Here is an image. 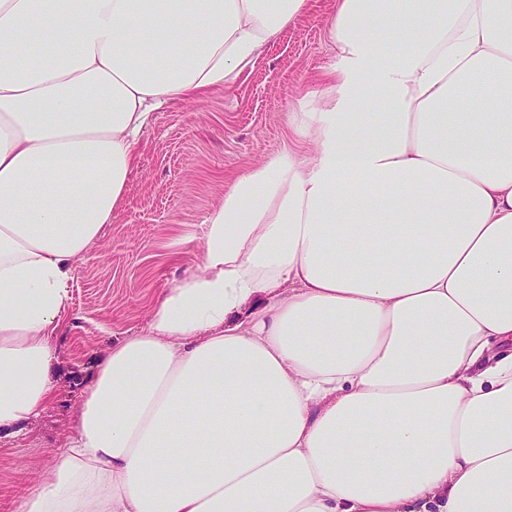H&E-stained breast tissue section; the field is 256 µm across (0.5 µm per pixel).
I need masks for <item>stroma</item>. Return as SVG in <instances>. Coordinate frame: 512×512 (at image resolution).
Here are the masks:
<instances>
[{
    "label": "stroma",
    "mask_w": 512,
    "mask_h": 512,
    "mask_svg": "<svg viewBox=\"0 0 512 512\" xmlns=\"http://www.w3.org/2000/svg\"><path fill=\"white\" fill-rule=\"evenodd\" d=\"M336 0H310L306 15L265 46L223 88L154 111L140 136L121 209L76 264L69 316L57 338L55 397L19 437L0 438V512L55 462L97 363L119 339L145 332L158 293L192 272L208 212L253 162L288 149L290 113L336 59L325 21Z\"/></svg>",
    "instance_id": "stroma-1"
}]
</instances>
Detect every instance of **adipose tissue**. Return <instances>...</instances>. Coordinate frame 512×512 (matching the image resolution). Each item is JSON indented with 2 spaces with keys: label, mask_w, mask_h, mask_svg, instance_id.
I'll return each mask as SVG.
<instances>
[{
  "label": "adipose tissue",
  "mask_w": 512,
  "mask_h": 512,
  "mask_svg": "<svg viewBox=\"0 0 512 512\" xmlns=\"http://www.w3.org/2000/svg\"><path fill=\"white\" fill-rule=\"evenodd\" d=\"M308 9L0 0V429L53 399L152 110ZM327 31L316 111L209 211L17 512H512V0H337Z\"/></svg>",
  "instance_id": "adipose-tissue-1"
}]
</instances>
